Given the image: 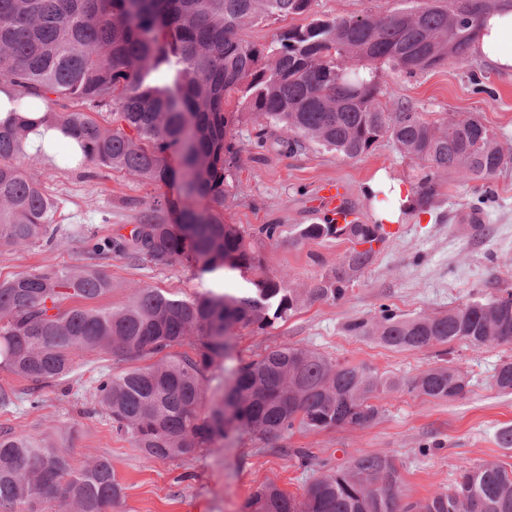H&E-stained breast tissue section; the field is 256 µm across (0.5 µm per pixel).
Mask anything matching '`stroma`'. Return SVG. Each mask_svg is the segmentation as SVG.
I'll return each mask as SVG.
<instances>
[{
    "instance_id": "1",
    "label": "stroma",
    "mask_w": 512,
    "mask_h": 512,
    "mask_svg": "<svg viewBox=\"0 0 512 512\" xmlns=\"http://www.w3.org/2000/svg\"><path fill=\"white\" fill-rule=\"evenodd\" d=\"M404 6V0H312L308 13L256 23L248 35L254 43L267 44L279 32L316 18L385 15ZM377 79L390 103H407L432 117L459 112L478 116L497 136L506 160L503 169L487 182L441 175L433 207L403 214L374 263L343 297L305 305L259 334L237 330L226 367L288 344L407 380L439 364L438 348L392 349L353 336L348 324L378 315L384 305L407 316L428 315L512 291V73L499 72L474 57L464 67L449 61L413 76L384 68ZM255 125L246 113L232 128L241 153L234 185L224 201V221L250 233L264 224L279 225L278 237L259 239V251L267 273L290 278L296 285L333 268L349 247L341 237L299 236L304 225L324 221L323 210L313 206L321 182L340 181L360 223L370 224L374 216L364 192L366 183L380 172L412 185L422 175L417 161L387 137L356 159L313 146L290 154L273 142L257 146ZM66 151L60 145L52 157L23 158V165L39 175L43 188L57 201L50 216L56 237L52 243L22 250L0 249V279L82 262L86 234H128L151 197L176 194L174 188H159L106 169L60 172ZM97 265L114 285L111 294L100 299L103 307L124 302L134 285L193 298L210 292L239 295L251 282L236 272L204 273L186 262L159 270L112 255ZM510 357L509 344L475 349L457 343L451 359L470 382L464 398L435 400L402 389L378 395L375 403L382 413L370 426L297 432L273 445L233 434L223 449L207 448L190 460L145 458L128 440L113 434L107 414L89 411L83 392L99 372L112 371L108 355L91 357L77 369L69 380V396L48 389L40 408H30L24 400L0 407V425L49 436L77 467L91 457H108L123 487L111 512H245L251 493L268 481L303 497L316 473L299 468L291 454L295 448L311 449L319 464L329 469L346 465L359 454L394 457L403 502H417L451 488L461 466L512 464V449L502 448L496 438L501 428L512 426V395L499 393L492 384L497 365Z\"/></svg>"
}]
</instances>
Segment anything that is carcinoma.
Returning <instances> with one entry per match:
<instances>
[{"label":"carcinoma","instance_id":"carcinoma-1","mask_svg":"<svg viewBox=\"0 0 512 512\" xmlns=\"http://www.w3.org/2000/svg\"><path fill=\"white\" fill-rule=\"evenodd\" d=\"M468 0H426L387 15L316 18L259 46L247 29L269 18L301 15L311 0H0V91L15 108L49 105V123L76 145L62 171L85 164L123 172L181 193L176 219L154 198L129 235L92 237L87 262L0 280V369L29 382L28 404L65 382L82 354L112 355L126 367L88 390L89 404L112 418V432L148 459H190L223 448L230 432L268 443L300 431L367 427L381 414L375 393L400 388L433 399H459L469 382L453 362L430 366L407 381L378 376L317 350L290 346L239 361L225 379L228 332L265 331L306 304L335 301L373 264L384 225L328 220L300 229L304 239L343 236L351 246L336 267L300 288L265 274L242 296L183 298L134 286L117 306H94L112 279L91 260L115 254L134 264L244 275L262 267L249 235L224 223V198L240 150L228 129L238 108L260 120L257 143L280 133L294 153L310 145L355 159L391 138L422 162L415 206L426 211L440 195L438 178L454 173L489 180L504 165L490 129L472 115L429 120L426 113L382 102L379 66L415 75L471 56ZM454 41L453 55L445 42ZM70 103L57 111L50 105ZM112 113L100 126L92 111ZM23 124L0 125V247L43 240L56 201L37 174L23 168ZM359 338L419 351L464 342L512 344V291L434 315L405 316L389 307L348 325ZM218 398L200 412L207 386ZM512 394V360L493 375ZM400 474L386 455H358L315 478L302 499L275 483L258 487L246 512H512V469L503 463L462 468L454 488L403 503ZM122 494L109 458L73 466L48 437L0 427V512H34L58 500L68 512H108Z\"/></svg>","mask_w":512,"mask_h":512}]
</instances>
